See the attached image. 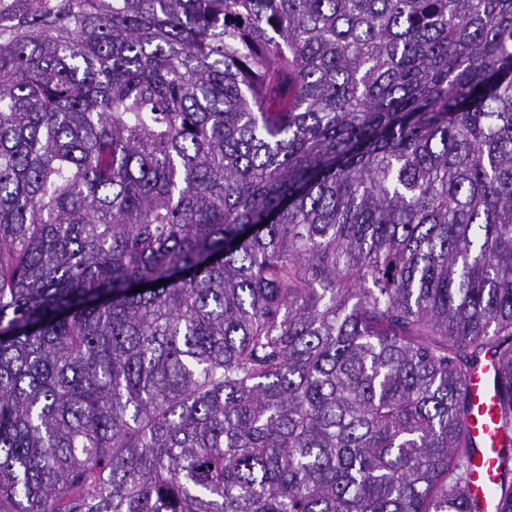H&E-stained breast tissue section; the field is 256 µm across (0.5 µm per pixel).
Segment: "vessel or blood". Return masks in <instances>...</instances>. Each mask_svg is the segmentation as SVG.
<instances>
[{
  "label": "vessel or blood",
  "mask_w": 512,
  "mask_h": 512,
  "mask_svg": "<svg viewBox=\"0 0 512 512\" xmlns=\"http://www.w3.org/2000/svg\"><path fill=\"white\" fill-rule=\"evenodd\" d=\"M491 371L482 367L472 374L468 380L470 392V410L465 423L483 443L481 451L473 460L472 493L482 505V512H498L496 499L490 493L491 480L497 465L496 455L491 442V422L493 393L490 384Z\"/></svg>",
  "instance_id": "obj_1"
}]
</instances>
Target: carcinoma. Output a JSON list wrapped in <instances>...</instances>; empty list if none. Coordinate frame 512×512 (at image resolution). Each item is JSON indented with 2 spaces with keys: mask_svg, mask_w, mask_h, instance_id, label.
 <instances>
[{
  "mask_svg": "<svg viewBox=\"0 0 512 512\" xmlns=\"http://www.w3.org/2000/svg\"><path fill=\"white\" fill-rule=\"evenodd\" d=\"M488 359L512 512V0H0V512H481ZM490 367L484 366L468 380L470 411L465 423L474 436L483 442L481 451L473 460L472 493L482 505V512H498L497 500L490 494V485L497 465L491 438L493 393L490 384Z\"/></svg>",
  "mask_w": 512,
  "mask_h": 512,
  "instance_id": "carcinoma-1",
  "label": "carcinoma"
}]
</instances>
